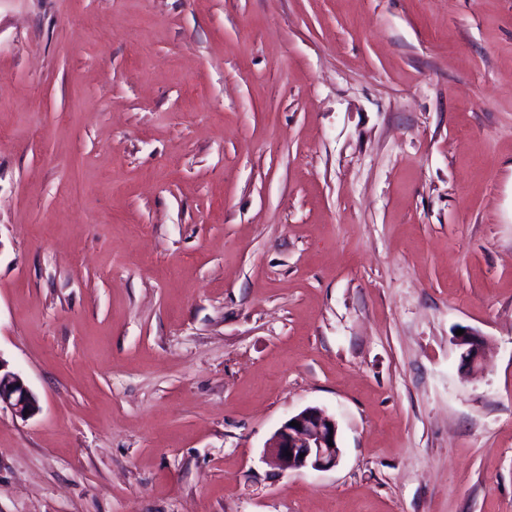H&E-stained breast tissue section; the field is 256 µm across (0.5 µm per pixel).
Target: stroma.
<instances>
[{
    "instance_id": "1",
    "label": "stroma",
    "mask_w": 512,
    "mask_h": 512,
    "mask_svg": "<svg viewBox=\"0 0 512 512\" xmlns=\"http://www.w3.org/2000/svg\"><path fill=\"white\" fill-rule=\"evenodd\" d=\"M0 358V512H512V0H0ZM484 340L471 329H464V334L455 336V344L461 351V359L474 372L480 370ZM2 408L10 410L15 417L27 420L39 410V401L23 377L8 370L7 363L0 358V409ZM292 421L299 422L300 428L291 426ZM328 441H332L333 446H329ZM285 452L292 456H285ZM300 453H304L303 458ZM264 454L266 460L282 472L331 470L338 465L341 456L336 420L318 407H306L282 423Z\"/></svg>"
}]
</instances>
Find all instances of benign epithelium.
Here are the masks:
<instances>
[{
  "label": "benign epithelium",
  "instance_id": "obj_1",
  "mask_svg": "<svg viewBox=\"0 0 512 512\" xmlns=\"http://www.w3.org/2000/svg\"><path fill=\"white\" fill-rule=\"evenodd\" d=\"M484 340L471 329L455 336L461 359L473 371L480 370ZM27 420L39 410L36 394L23 377L0 358V409ZM297 421L300 427L291 426ZM341 456L336 420L318 407H306L291 415L276 430L272 443L265 449L266 460L282 472L308 469L328 471Z\"/></svg>",
  "mask_w": 512,
  "mask_h": 512
}]
</instances>
